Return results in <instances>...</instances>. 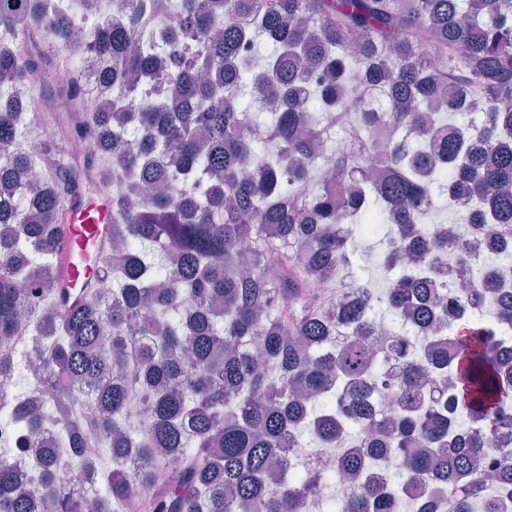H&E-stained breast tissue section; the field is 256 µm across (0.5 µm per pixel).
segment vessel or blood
Wrapping results in <instances>:
<instances>
[{
  "label": "vessel or blood",
  "instance_id": "vessel-or-blood-1",
  "mask_svg": "<svg viewBox=\"0 0 512 512\" xmlns=\"http://www.w3.org/2000/svg\"><path fill=\"white\" fill-rule=\"evenodd\" d=\"M64 209L68 226L62 243L64 270L57 295L72 303L80 299L106 256L112 237V205L109 197L90 200L80 193L67 198Z\"/></svg>",
  "mask_w": 512,
  "mask_h": 512
}]
</instances>
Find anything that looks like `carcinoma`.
Masks as SVG:
<instances>
[{"label": "carcinoma", "mask_w": 512, "mask_h": 512, "mask_svg": "<svg viewBox=\"0 0 512 512\" xmlns=\"http://www.w3.org/2000/svg\"><path fill=\"white\" fill-rule=\"evenodd\" d=\"M130 1L126 25L89 30L74 0H0V374L18 386L0 415L19 445L41 438L23 483L15 449H0V512H308L329 476L278 466L288 437L307 431L331 448L357 421L369 451L337 462L352 480L344 512H388L374 478L385 448L418 512H442L450 487L454 512H503L512 449L480 472L473 462L512 428V357L493 326L512 321V291L448 335L473 289L440 286L448 229L427 233L416 212L444 200L473 235L512 239V0H119ZM81 55L102 66L111 101L85 91ZM47 62L70 77L67 112L34 139L27 115L52 103L23 93L24 74ZM355 63L359 91L405 136L382 148L376 113L356 112L321 173L315 149ZM447 90L448 111H419ZM147 92L166 102L139 110ZM275 95L283 108L253 121L247 105ZM455 112L483 121L458 126ZM79 136L97 151L75 155ZM84 183L111 194L112 293L96 278L70 307L54 293L62 203ZM343 212L354 237L396 245L380 266L408 256L432 267L383 293L393 314L438 333L426 359L379 337L371 303L346 293ZM313 279L334 294L314 293ZM385 350L403 368L380 385ZM428 369L448 385L424 406ZM379 389L395 397L389 415L373 411ZM460 415L471 433L457 440ZM61 448L95 462L86 478L106 501L67 485Z\"/></svg>", "instance_id": "cac0c4a2"}]
</instances>
